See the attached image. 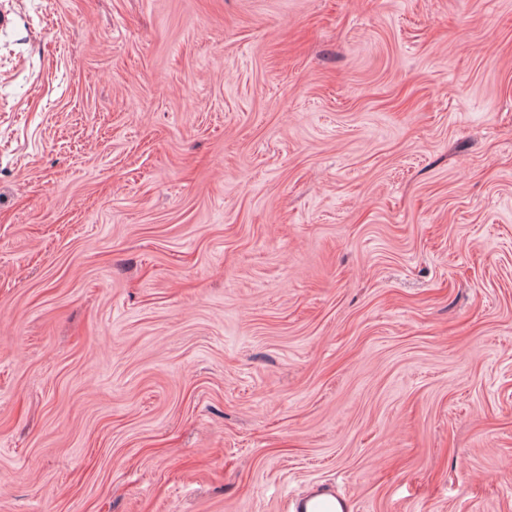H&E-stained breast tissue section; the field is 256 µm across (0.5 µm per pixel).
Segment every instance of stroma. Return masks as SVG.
Segmentation results:
<instances>
[{
    "mask_svg": "<svg viewBox=\"0 0 512 512\" xmlns=\"http://www.w3.org/2000/svg\"><path fill=\"white\" fill-rule=\"evenodd\" d=\"M512 512V0H0V512ZM354 508L348 498L332 488H317L294 504V512H353Z\"/></svg>",
    "mask_w": 512,
    "mask_h": 512,
    "instance_id": "35a3bbf8",
    "label": "stroma"
}]
</instances>
